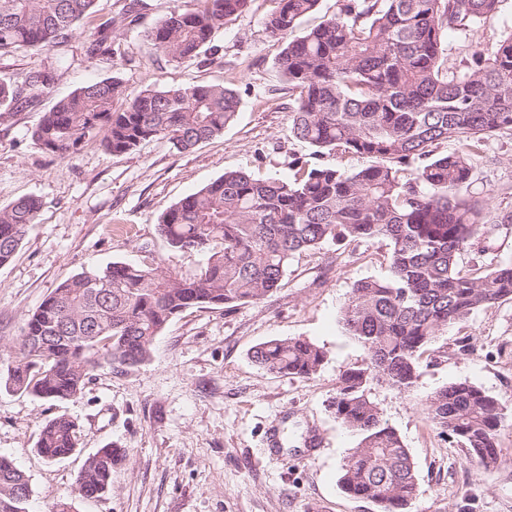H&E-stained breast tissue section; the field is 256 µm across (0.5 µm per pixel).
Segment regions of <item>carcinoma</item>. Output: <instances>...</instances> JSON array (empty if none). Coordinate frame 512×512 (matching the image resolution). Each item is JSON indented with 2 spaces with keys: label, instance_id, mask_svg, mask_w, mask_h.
Instances as JSON below:
<instances>
[{
  "label": "carcinoma",
  "instance_id": "carcinoma-1",
  "mask_svg": "<svg viewBox=\"0 0 512 512\" xmlns=\"http://www.w3.org/2000/svg\"><path fill=\"white\" fill-rule=\"evenodd\" d=\"M95 2L0 0V50L58 44ZM192 2L147 32L152 48L176 62L198 59L250 0ZM318 2L275 0L265 19L268 32L286 40L278 68L294 102L289 135L316 154H356L369 164L347 171L294 160L286 180L224 172L158 220L171 250L206 255L196 274L112 262L72 277L29 315L16 339L0 345V375L16 392L70 400L97 370L148 361L156 338L186 309L257 303L282 288L299 253L328 242L384 240L389 277L355 282L340 317L366 363L340 376L331 406L358 438L342 466V490L372 501L377 512H407L417 492L415 466L368 385L414 391L423 355L438 352L440 331L512 299L511 260L483 274L458 269L459 255L495 229L487 204L463 190L472 183L468 156L512 131V29L491 54L470 44L471 58L455 63L445 35L494 23L502 0H340L335 14L288 39ZM109 39L108 28L98 30L89 55L108 53ZM51 81L30 72L16 87L1 82L0 112L7 103H37ZM239 110V95L224 85L150 87L130 96L112 77L57 100L31 137L60 158L100 133L102 148L114 155L154 139L183 152L222 134ZM448 141L459 149L436 154ZM40 209L34 196L0 208L1 267L13 260ZM252 358L272 373L308 379L326 352L305 339H275L257 345ZM425 407L430 422L462 442L470 459L486 468L498 462L504 416L493 396L453 382L428 395ZM77 445L76 423L59 414L42 426L36 451L53 462ZM126 458L125 449L110 444L88 456L77 495L112 490V470ZM30 493L24 472L1 457L0 512H26Z\"/></svg>",
  "mask_w": 512,
  "mask_h": 512
}]
</instances>
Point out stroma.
I'll list each match as a JSON object with an SVG mask.
<instances>
[{"instance_id":"1","label":"stroma","mask_w":512,"mask_h":512,"mask_svg":"<svg viewBox=\"0 0 512 512\" xmlns=\"http://www.w3.org/2000/svg\"><path fill=\"white\" fill-rule=\"evenodd\" d=\"M146 2L136 25L120 23L126 0H97L95 13L64 43L0 53V82L15 85L34 71L52 78L37 106L0 114V206L24 196L42 201L15 259L0 267L1 341L18 336L43 299L82 271L156 260L178 276L196 273L202 256L169 249L158 218L225 171L284 179L295 159L346 170L366 163L352 154L313 156L310 146L290 137V94L277 68L285 42L265 27L274 0H251L190 63L151 53L144 38L188 0ZM106 22L112 52L89 58L86 47ZM112 76L131 95L153 86L227 85L241 107L223 134L187 152L152 140L115 156L93 139L63 159L34 144L32 130L57 99ZM470 163L472 195L501 220L458 258L460 268L480 273L512 259V131L489 140ZM388 274L386 241L327 244L295 256L283 288L258 303L226 312L185 310L157 337L146 363L125 372L100 369L69 401H40L0 384V456L27 475L29 512H49L59 501L71 503L73 512H377L339 486L357 438L330 403L340 375L365 363L362 347L339 322L351 288ZM287 338L326 350L316 375L272 374L252 360L255 346ZM437 344L445 355L424 361L412 395L377 382L369 391L415 463L418 491L410 512H512V300L440 331ZM460 381L494 396L504 413L495 466L468 461L465 448L427 417L423 397ZM60 413L77 423L78 448L49 462L35 443L41 426ZM109 443L129 457L113 471L111 492L76 497L84 458Z\"/></svg>"}]
</instances>
